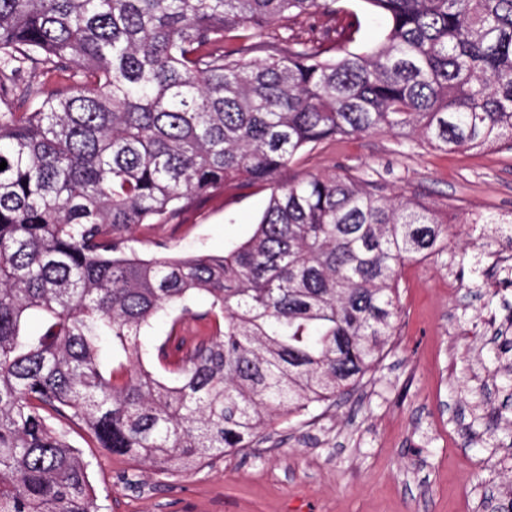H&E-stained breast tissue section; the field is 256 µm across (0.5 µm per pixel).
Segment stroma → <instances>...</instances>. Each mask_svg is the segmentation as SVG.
Listing matches in <instances>:
<instances>
[{
	"mask_svg": "<svg viewBox=\"0 0 512 512\" xmlns=\"http://www.w3.org/2000/svg\"><path fill=\"white\" fill-rule=\"evenodd\" d=\"M342 6L357 24L353 48L382 39L387 23L364 0ZM342 167L455 216L442 254L404 265L396 331L376 369L348 399L273 419L258 444L188 473L148 469L64 423L100 512H512V241L471 226L489 214L512 219V147L448 153L377 132L322 143L290 175ZM269 196L263 184L226 183L176 222L134 226L131 246L143 257L160 243L172 255L224 254L251 236ZM204 327L158 318L141 333L143 363L164 373L156 348L169 330L190 340Z\"/></svg>",
	"mask_w": 512,
	"mask_h": 512,
	"instance_id": "obj_1",
	"label": "stroma"
}]
</instances>
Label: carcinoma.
I'll return each mask as SVG.
<instances>
[{
    "mask_svg": "<svg viewBox=\"0 0 512 512\" xmlns=\"http://www.w3.org/2000/svg\"><path fill=\"white\" fill-rule=\"evenodd\" d=\"M339 2L0 0V512H99L56 420L188 472L249 447L267 416L344 398L379 359L401 268L448 244V219L353 173H285L379 131L511 142L512 0H364L389 21L367 52L346 47ZM316 13L318 35L293 32ZM277 20L290 34L270 40ZM228 181L271 188L248 240L129 248L133 225ZM168 311L223 323L167 337V382L137 337Z\"/></svg>",
    "mask_w": 512,
    "mask_h": 512,
    "instance_id": "1",
    "label": "carcinoma"
}]
</instances>
